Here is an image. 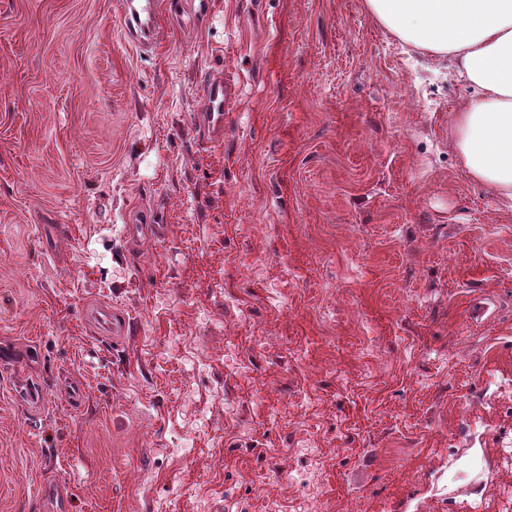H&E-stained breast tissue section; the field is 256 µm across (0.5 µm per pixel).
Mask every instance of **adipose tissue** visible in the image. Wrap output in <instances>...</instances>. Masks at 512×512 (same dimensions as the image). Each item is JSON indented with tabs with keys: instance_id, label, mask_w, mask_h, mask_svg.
<instances>
[{
	"instance_id": "ef3b65f1",
	"label": "adipose tissue",
	"mask_w": 512,
	"mask_h": 512,
	"mask_svg": "<svg viewBox=\"0 0 512 512\" xmlns=\"http://www.w3.org/2000/svg\"><path fill=\"white\" fill-rule=\"evenodd\" d=\"M401 41L453 62L472 94L452 131L467 175L512 203V0H365Z\"/></svg>"
}]
</instances>
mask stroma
Returning <instances> with one entry per match:
<instances>
[{"mask_svg":"<svg viewBox=\"0 0 512 512\" xmlns=\"http://www.w3.org/2000/svg\"><path fill=\"white\" fill-rule=\"evenodd\" d=\"M0 0V512H443L512 377V208L470 94L364 0ZM235 75L224 140L191 118ZM160 209L163 238L132 227ZM488 309L470 311L472 299ZM108 305L120 340L92 324ZM121 17L127 42L143 51L151 50L161 25V0H123Z\"/></svg>","mask_w":512,"mask_h":512,"instance_id":"35a3bbf8","label":"stroma"}]
</instances>
